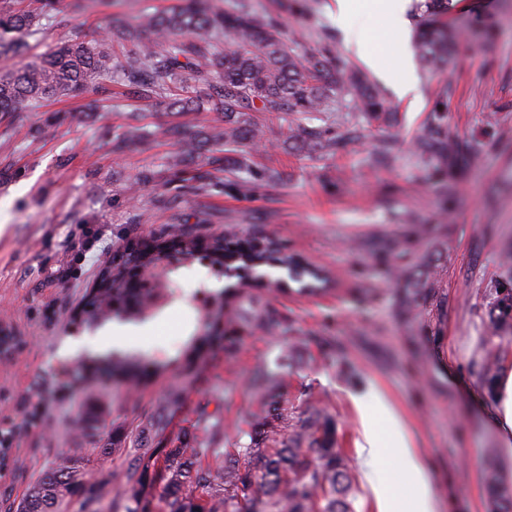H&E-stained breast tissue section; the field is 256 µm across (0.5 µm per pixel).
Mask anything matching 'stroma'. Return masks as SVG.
Here are the masks:
<instances>
[{"label": "stroma", "mask_w": 512, "mask_h": 512, "mask_svg": "<svg viewBox=\"0 0 512 512\" xmlns=\"http://www.w3.org/2000/svg\"><path fill=\"white\" fill-rule=\"evenodd\" d=\"M56 0V20L29 40L35 57L57 43L100 39L109 22L137 26L145 13L177 0H106L81 10ZM250 0L272 14L299 53L331 48L346 70H364L336 24V0ZM450 23L465 29L452 69L414 63L420 98L399 99L380 83L387 122L357 112L314 113L335 150L290 141L288 116L248 111L266 146L252 151L255 175L225 178L204 191L170 179L177 144L158 135L170 122L160 99L135 98L120 79L93 83L82 97L0 114V428L17 434L0 471V493L19 499L57 457L86 458L101 494L98 512H123L126 471L156 448H231L247 442L262 369H281V391L297 410L319 404L336 419V445L356 473L355 512H375L360 476V421L352 398L378 386L393 401L425 462L437 512H495L485 484L495 468L512 485V450L493 425L485 364L512 369V329L494 324L496 284L512 280V0H452ZM122 108H113L115 98ZM443 116H436V109ZM437 123L449 157L423 156L417 136ZM126 139L121 153L112 142ZM208 223H199V216ZM201 238L232 225L244 237L273 240L332 280L313 294L298 286L268 296L293 323L247 338L230 359L202 363L183 346L198 330L194 294L224 279L206 263L180 265L178 296L134 324L126 349L162 352L174 362L137 392L120 385L64 383L72 365L60 349L95 339L71 324L99 270L129 242L173 223ZM183 391L178 406L167 396ZM223 418L215 435L198 425L200 401ZM94 404L125 434L121 451L98 455L72 417Z\"/></svg>", "instance_id": "stroma-1"}]
</instances>
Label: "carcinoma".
<instances>
[{"label": "carcinoma", "mask_w": 512, "mask_h": 512, "mask_svg": "<svg viewBox=\"0 0 512 512\" xmlns=\"http://www.w3.org/2000/svg\"><path fill=\"white\" fill-rule=\"evenodd\" d=\"M55 0H39L34 10L0 13V54L21 55L25 38L34 34L42 20H52ZM448 0H424L415 48L430 70L450 67L462 30L448 26ZM230 41L219 44L217 32ZM329 48L302 56L288 45L280 25L269 14L252 10L245 0L229 6L224 0H180L172 10L144 16L135 28L109 29L107 36L90 42H64L37 61L0 75V112H15L50 99L74 98L100 78L114 75L133 86L138 97L151 99L170 89L188 74L195 82L193 95L176 94L166 109L176 113L199 110L214 104L224 112V126L206 134L211 145L234 154L233 165L248 167L238 152L247 142L255 144L264 133L247 128L242 112L257 110L274 114L334 112L336 98L349 99L356 112L378 116L388 111L375 86L352 74L344 79L333 65ZM158 133L176 138L180 155L193 157L200 141L176 127H160ZM290 138L330 152L336 137L325 130L310 131L298 124ZM414 148L422 155L441 154L448 144L436 129L420 135ZM176 261L165 255L166 240L141 238L133 250L115 254L99 273V287L92 289L77 316L79 325L97 327L112 319L140 321L174 296L171 278L174 263L201 258L213 274L229 280L214 307L200 313L201 333L187 339L184 347L199 349L205 336L234 355L245 340L272 322L284 331L288 320L272 310L260 311L251 290H278L277 279L263 281L264 268L288 269L301 288L315 290L325 282L322 275L274 248L267 239H241L232 232L201 240L180 230ZM496 318L503 328L512 325V290L501 292ZM238 319L234 335L224 333V321ZM165 355L147 357L139 352L93 354L75 366L79 378L96 374L99 383L141 384L149 374H161L171 365ZM75 423L84 435L102 442L103 455L118 450L117 436L106 435L101 415L81 405ZM336 426L324 410L311 406L294 415L288 398L259 399L258 415L250 424V442L235 448L162 449L135 458L128 467V500L140 504L152 495L162 512H354L355 478L341 449L336 447ZM210 458L213 464L203 465ZM486 482L496 500L497 512H512V486L504 484L496 470L486 471ZM93 499V485L83 462L61 456L27 490L18 503L0 502L4 512H61L72 505L84 507Z\"/></svg>", "instance_id": "1"}]
</instances>
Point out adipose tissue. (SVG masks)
Returning <instances> with one entry per match:
<instances>
[{"label":"adipose tissue","mask_w":512,"mask_h":512,"mask_svg":"<svg viewBox=\"0 0 512 512\" xmlns=\"http://www.w3.org/2000/svg\"><path fill=\"white\" fill-rule=\"evenodd\" d=\"M407 3L408 0H336V21L344 26L355 15L376 12L389 30L400 33L407 24ZM353 403L362 426L357 443L359 464L372 492L375 512H403L382 476L381 451L385 448L392 449L397 463L416 491L410 512H436L425 463L414 451L400 416L388 397L373 388L366 395L354 397Z\"/></svg>","instance_id":"adipose-tissue-1"}]
</instances>
